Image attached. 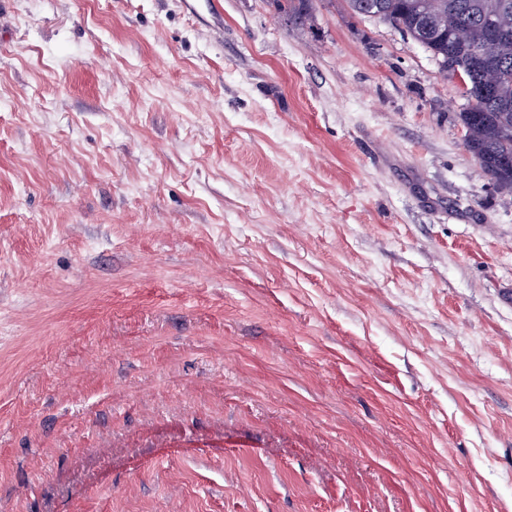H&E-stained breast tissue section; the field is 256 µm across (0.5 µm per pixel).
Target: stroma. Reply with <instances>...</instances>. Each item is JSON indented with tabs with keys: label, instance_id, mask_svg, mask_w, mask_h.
Instances as JSON below:
<instances>
[{
	"label": "stroma",
	"instance_id": "obj_1",
	"mask_svg": "<svg viewBox=\"0 0 512 512\" xmlns=\"http://www.w3.org/2000/svg\"><path fill=\"white\" fill-rule=\"evenodd\" d=\"M343 0H0V512H512V193ZM311 2V0H274L280 14L300 23L307 19Z\"/></svg>",
	"mask_w": 512,
	"mask_h": 512
}]
</instances>
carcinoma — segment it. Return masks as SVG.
I'll return each mask as SVG.
<instances>
[{
  "label": "carcinoma",
  "mask_w": 512,
  "mask_h": 512,
  "mask_svg": "<svg viewBox=\"0 0 512 512\" xmlns=\"http://www.w3.org/2000/svg\"><path fill=\"white\" fill-rule=\"evenodd\" d=\"M280 14L305 22L311 0H274ZM354 16L390 23L421 44L443 72L453 66L467 76L476 107L458 113L465 147L493 184L512 192V40L496 42L484 31L487 17L512 31V0H345ZM479 30V42L448 39L456 28ZM493 85L496 93L482 94Z\"/></svg>",
  "instance_id": "cac0c4a2"
}]
</instances>
